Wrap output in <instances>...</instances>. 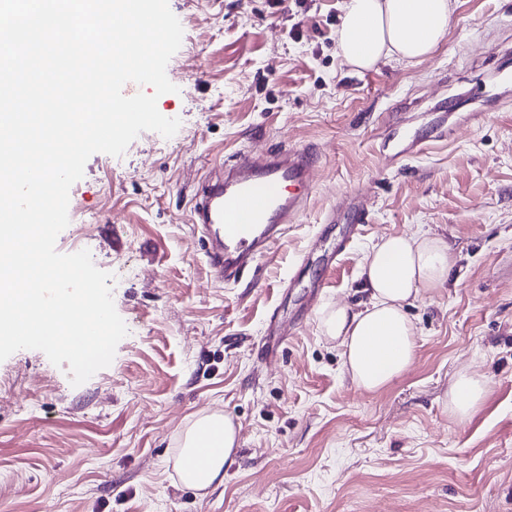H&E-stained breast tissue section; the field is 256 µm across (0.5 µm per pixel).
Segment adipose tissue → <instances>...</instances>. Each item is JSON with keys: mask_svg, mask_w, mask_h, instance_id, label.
Segmentation results:
<instances>
[{"mask_svg": "<svg viewBox=\"0 0 512 512\" xmlns=\"http://www.w3.org/2000/svg\"><path fill=\"white\" fill-rule=\"evenodd\" d=\"M452 12L451 0H346L337 31L340 54L359 69L373 68L385 58L421 60L446 37ZM452 261L447 241L435 235H389L370 247L359 273L367 295L362 309L331 304L319 316L322 334L341 347L344 370L354 385L377 392L412 366L416 333L404 307L421 292L442 287ZM488 392L486 380L458 371L448 387L449 417L470 419ZM210 428L220 443L207 451L201 436ZM236 436L231 419H198L180 453L183 483L205 491L222 482L225 466L233 462Z\"/></svg>", "mask_w": 512, "mask_h": 512, "instance_id": "1", "label": "adipose tissue"}]
</instances>
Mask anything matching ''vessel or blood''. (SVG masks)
Masks as SVG:
<instances>
[{
	"instance_id": "obj_1",
	"label": "vessel or blood",
	"mask_w": 512,
	"mask_h": 512,
	"mask_svg": "<svg viewBox=\"0 0 512 512\" xmlns=\"http://www.w3.org/2000/svg\"><path fill=\"white\" fill-rule=\"evenodd\" d=\"M313 171L308 149L244 154L203 186L193 220L203 227L217 277L240 281L272 253L285 225L304 212Z\"/></svg>"
}]
</instances>
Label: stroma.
I'll use <instances>...</instances> for the list:
<instances>
[{"label": "stroma", "mask_w": 512, "mask_h": 512, "mask_svg": "<svg viewBox=\"0 0 512 512\" xmlns=\"http://www.w3.org/2000/svg\"><path fill=\"white\" fill-rule=\"evenodd\" d=\"M343 3L169 0L183 39L157 108L180 127L91 155L56 240L71 253L84 225L128 334L76 387L39 350L0 362V512H512V0H454L430 56L359 71L337 54ZM409 130L431 142L404 159ZM274 148L317 154L309 204L244 282L214 279L195 193ZM355 208L364 229L337 254ZM419 231L453 265L406 305L412 367L369 393L319 313L364 301L371 244ZM272 313L294 334L268 360ZM463 367L490 391L457 423ZM211 413L236 426L235 463L198 491L175 463Z\"/></svg>", "instance_id": "obj_1"}]
</instances>
